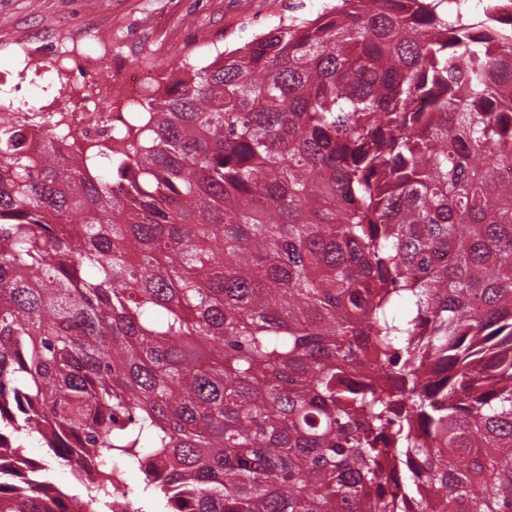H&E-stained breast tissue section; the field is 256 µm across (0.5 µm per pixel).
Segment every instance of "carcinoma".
I'll return each instance as SVG.
<instances>
[{
    "mask_svg": "<svg viewBox=\"0 0 512 512\" xmlns=\"http://www.w3.org/2000/svg\"><path fill=\"white\" fill-rule=\"evenodd\" d=\"M463 2L341 0L73 156L0 118V512H512V18ZM22 442L26 446L27 455L36 460H44L50 468L49 475L52 481L65 492L69 491L75 483L70 467L58 464L49 454L48 448L41 447L36 440L23 438Z\"/></svg>",
    "mask_w": 512,
    "mask_h": 512,
    "instance_id": "carcinoma-1",
    "label": "carcinoma"
}]
</instances>
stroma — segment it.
<instances>
[{
	"mask_svg": "<svg viewBox=\"0 0 512 512\" xmlns=\"http://www.w3.org/2000/svg\"><path fill=\"white\" fill-rule=\"evenodd\" d=\"M336 0H0V83L36 94L64 57L68 93L58 105L80 112L109 80L90 59L119 57L146 83L190 63L203 66L279 24H299Z\"/></svg>",
	"mask_w": 512,
	"mask_h": 512,
	"instance_id": "obj_1",
	"label": "stroma"
}]
</instances>
